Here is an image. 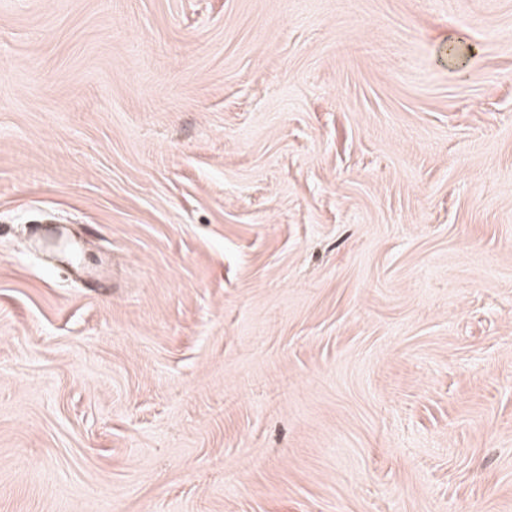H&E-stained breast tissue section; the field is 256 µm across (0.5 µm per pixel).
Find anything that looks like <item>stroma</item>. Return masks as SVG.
Returning a JSON list of instances; mask_svg holds the SVG:
<instances>
[{
  "instance_id": "35a3bbf8",
  "label": "stroma",
  "mask_w": 512,
  "mask_h": 512,
  "mask_svg": "<svg viewBox=\"0 0 512 512\" xmlns=\"http://www.w3.org/2000/svg\"><path fill=\"white\" fill-rule=\"evenodd\" d=\"M0 512H512V0H0Z\"/></svg>"
}]
</instances>
